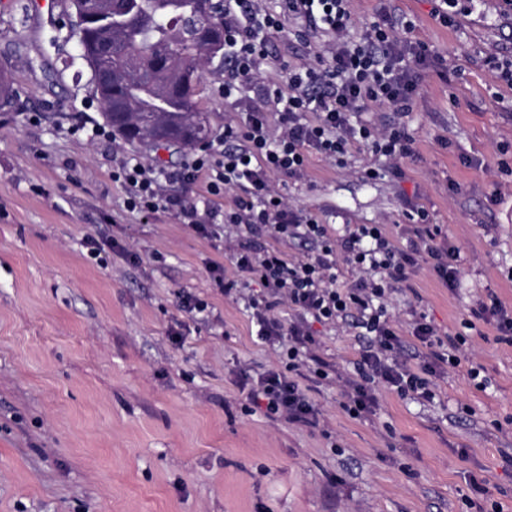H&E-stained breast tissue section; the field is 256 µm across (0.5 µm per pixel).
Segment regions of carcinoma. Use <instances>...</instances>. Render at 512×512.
I'll return each mask as SVG.
<instances>
[{
    "label": "carcinoma",
    "instance_id": "cac0c4a2",
    "mask_svg": "<svg viewBox=\"0 0 512 512\" xmlns=\"http://www.w3.org/2000/svg\"><path fill=\"white\" fill-rule=\"evenodd\" d=\"M71 4L87 12L73 35L115 133L152 150L209 137L195 90L205 65L224 54L203 38L224 32V13L201 16L199 0H106L104 13L91 11L90 0Z\"/></svg>",
    "mask_w": 512,
    "mask_h": 512
}]
</instances>
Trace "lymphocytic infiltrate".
Returning <instances> with one entry per match:
<instances>
[{
    "label": "lymphocytic infiltrate",
    "mask_w": 512,
    "mask_h": 512,
    "mask_svg": "<svg viewBox=\"0 0 512 512\" xmlns=\"http://www.w3.org/2000/svg\"><path fill=\"white\" fill-rule=\"evenodd\" d=\"M294 22L293 37L304 43L308 60L288 69V85H258L269 41ZM411 22L390 18L356 29L349 0H224V99L236 106L216 145L202 148L185 166L186 178L206 174L212 193H234L223 215L181 211L184 222L206 235L222 226L230 258L256 288L235 280L226 296L244 303L256 338L283 347L281 368L263 374L245 399L265 405L285 420L313 423L316 408L305 381L336 374L324 359L313 326L340 328L355 336L360 353L348 378L342 409L353 418L373 412L378 388L419 401H433L431 379L438 369L458 367L463 334L442 341L425 315H414L408 329L391 320L386 302L395 289L429 268L443 283L458 277L455 248L439 245L441 234L429 211L415 206L407 214L409 249H401L380 224H348L343 235L304 209L289 205L271 181L280 174L304 178L310 153L347 165L353 152L366 155V179L402 176L415 154L404 119L419 93V76L435 59L421 42L411 41ZM394 112L397 123L377 128L364 112ZM129 191L131 209L152 213L175 208L155 173L129 162L118 172ZM291 244L303 246L289 256ZM359 273L352 284L339 281L343 267ZM287 304L291 319L272 311ZM426 348L418 367L408 365V345Z\"/></svg>",
    "instance_id": "lymphocytic-infiltrate-1"
}]
</instances>
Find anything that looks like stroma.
<instances>
[{
    "label": "stroma",
    "instance_id": "stroma-1",
    "mask_svg": "<svg viewBox=\"0 0 512 512\" xmlns=\"http://www.w3.org/2000/svg\"><path fill=\"white\" fill-rule=\"evenodd\" d=\"M458 3L445 24L434 0H352L356 26L412 22L441 60L405 119L404 177L368 181L314 153L307 178L272 184L324 223L385 225L402 248L407 211L425 206L459 254L457 286L422 269L388 313L402 326L425 314L444 337L472 318L466 360L435 376L433 403L382 387L354 419L339 402L359 344L321 329L340 376L310 381L317 419L302 426L245 399L281 349L256 343L250 310L225 297L220 280L238 272L223 235L130 210L113 173L140 161L201 212L231 196L182 178L190 150L105 129L69 0L41 13L0 0V74L15 94L0 109V512H512V345L478 313L512 310V85L498 69L512 60V8ZM269 53L260 78L282 86L306 56L284 33ZM223 88L216 60L196 93L215 138L234 113ZM188 292L208 311L184 312Z\"/></svg>",
    "mask_w": 512,
    "mask_h": 512
}]
</instances>
